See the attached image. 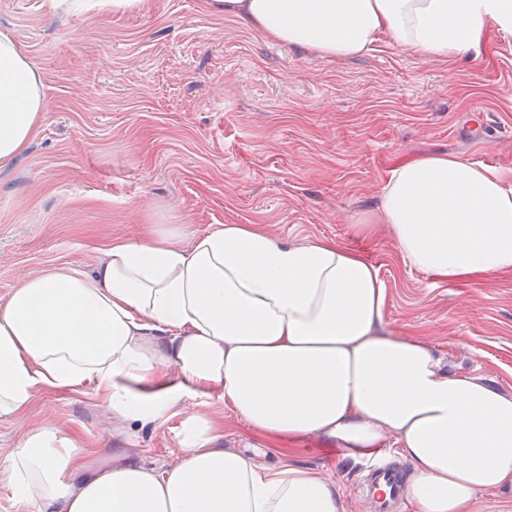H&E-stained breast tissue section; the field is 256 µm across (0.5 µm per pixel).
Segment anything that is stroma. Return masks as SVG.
Segmentation results:
<instances>
[{"label": "stroma", "mask_w": 512, "mask_h": 512, "mask_svg": "<svg viewBox=\"0 0 512 512\" xmlns=\"http://www.w3.org/2000/svg\"><path fill=\"white\" fill-rule=\"evenodd\" d=\"M37 72L44 110L0 161V301L45 268L92 272L107 243L159 224L201 235L251 224L291 244L332 240L384 283L377 331L424 341L442 369L512 399V270L448 281L411 266L377 223L393 169L457 156L512 179V36L489 31L481 56L430 59L381 36L328 59L281 45L209 0H145L115 12L75 0H0V36ZM369 224L359 235L354 225ZM185 401L158 420L112 411L87 384L47 389L0 418V461L44 410L90 465L157 470L181 459ZM214 448L267 470L287 464L330 483L340 512H368L355 483L366 460L336 436L250 427L200 401Z\"/></svg>", "instance_id": "stroma-1"}]
</instances>
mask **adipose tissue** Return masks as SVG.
<instances>
[{
	"label": "adipose tissue",
	"mask_w": 512,
	"mask_h": 512,
	"mask_svg": "<svg viewBox=\"0 0 512 512\" xmlns=\"http://www.w3.org/2000/svg\"><path fill=\"white\" fill-rule=\"evenodd\" d=\"M270 38L326 58L371 50L382 34L432 59L479 54L512 35V0H214ZM44 108L40 79L0 37V160L17 155ZM379 220L415 268L451 281L512 269V186L499 171L431 156L395 168ZM184 226L114 240L92 273L63 264L0 303V417L45 389L95 384L113 410L161 417L185 398L224 400L252 428L325 431L345 450L397 432L415 467L417 512H472L480 490L512 488V400L444 372L423 342L375 331L377 269L333 241L289 245L225 224L184 245ZM166 343H159V336ZM196 410L180 463L88 469L54 412L0 462L23 506L59 512H338L312 471H258L211 448Z\"/></svg>",
	"instance_id": "1"
}]
</instances>
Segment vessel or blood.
Wrapping results in <instances>:
<instances>
[{
    "label": "vessel or blood",
    "mask_w": 512,
    "mask_h": 512,
    "mask_svg": "<svg viewBox=\"0 0 512 512\" xmlns=\"http://www.w3.org/2000/svg\"><path fill=\"white\" fill-rule=\"evenodd\" d=\"M357 490L368 500L372 512H405L407 508L406 470L396 459L371 465Z\"/></svg>",
    "instance_id": "obj_1"
}]
</instances>
